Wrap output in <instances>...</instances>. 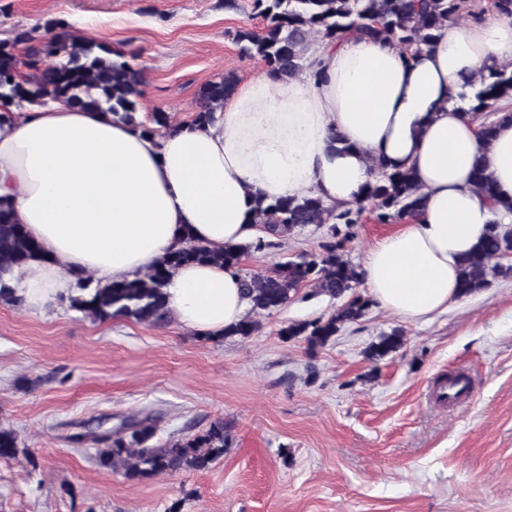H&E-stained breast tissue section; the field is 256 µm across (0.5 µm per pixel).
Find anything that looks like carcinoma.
Instances as JSON below:
<instances>
[{
	"label": "carcinoma",
	"mask_w": 512,
	"mask_h": 512,
	"mask_svg": "<svg viewBox=\"0 0 512 512\" xmlns=\"http://www.w3.org/2000/svg\"><path fill=\"white\" fill-rule=\"evenodd\" d=\"M469 0H252V11L264 20L259 30L237 34L243 55L262 61L268 71L283 80L304 69L302 52L321 37L341 41L351 34L388 41L412 54L431 45L433 32L445 22L473 16ZM60 24L45 27L39 54L46 59L28 61V73L18 75L19 60L14 49L31 39L22 32L12 41H0V101L19 107L45 106L50 102L90 111L110 112L145 135L154 136L170 125L166 112L152 114L147 126L136 118L143 96V76L125 55L93 41L80 43L68 34L57 33ZM471 93L464 111L479 122V136L491 140L495 125L512 120V111L499 103L512 99V63L491 69L479 83L470 80ZM235 80L221 76L206 83L198 93V110L193 122L210 121L224 100L235 90ZM378 176L367 185L362 200L349 206H328L317 196L283 198L268 202L256 198L255 223L267 236L254 243L211 247L185 234L181 245L159 265L133 280L92 284L86 278L84 294L70 299L71 306L101 321L121 316L139 323L159 325L168 321L163 288L172 270L188 263H208L234 269L243 279L251 308L244 320L224 331V336L248 338L258 329L256 317L270 314L295 300L302 287L312 294L338 301L333 314L312 320L291 322L280 331L287 340H300L308 349L326 346L343 327L365 316L373 299L356 293L362 272L345 254V243L354 237V227L364 212L378 224H394L418 215L423 196L409 169L388 172L381 162L373 163ZM473 176L477 192L495 198L486 175L485 159H476ZM329 225V235L314 254H301L279 261L262 274L243 271L242 262L251 254H261L281 246L288 236L308 225ZM40 250L24 226L14 222L10 208L0 204V299L14 300L5 278L20 271ZM512 234L500 230L492 220L477 249L467 256L460 269L461 294L472 296L490 288L494 281L512 277ZM404 345V330L394 327L373 341L366 358L377 364L397 353ZM156 428L149 418L132 417L116 431L76 433L75 443L99 446L101 466L142 483L160 475L183 471H205L224 456V422L215 421L203 432L164 445L154 443ZM18 453V437L11 429L0 428V458Z\"/></svg>",
	"instance_id": "obj_1"
}]
</instances>
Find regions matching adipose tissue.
<instances>
[{"label": "adipose tissue", "mask_w": 512, "mask_h": 512, "mask_svg": "<svg viewBox=\"0 0 512 512\" xmlns=\"http://www.w3.org/2000/svg\"><path fill=\"white\" fill-rule=\"evenodd\" d=\"M304 57L296 77L266 72L236 88L213 123L159 136L107 112L0 102V203L40 246L10 282L25 306L46 309L87 275L134 279L186 234L220 247L254 242L258 196L355 203L375 158L411 169L424 200L420 215L368 250L372 297L407 321L457 303L461 262L492 218L472 183L479 154L497 198L512 199V123H497L483 143L459 96L473 77L512 62V17L445 23L413 56L353 36ZM164 293L172 315L204 336L222 335L250 308L239 274L211 264L180 266Z\"/></svg>", "instance_id": "adipose-tissue-1"}]
</instances>
